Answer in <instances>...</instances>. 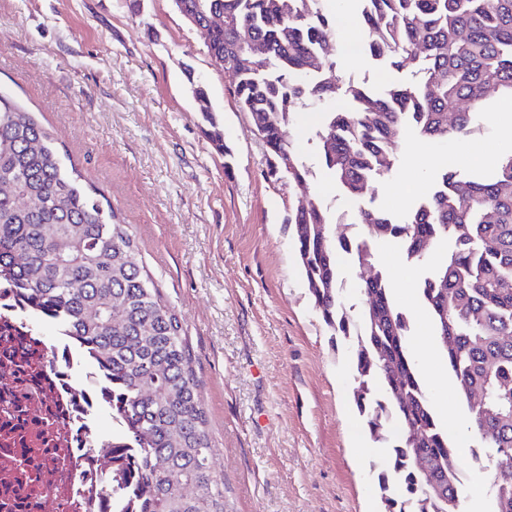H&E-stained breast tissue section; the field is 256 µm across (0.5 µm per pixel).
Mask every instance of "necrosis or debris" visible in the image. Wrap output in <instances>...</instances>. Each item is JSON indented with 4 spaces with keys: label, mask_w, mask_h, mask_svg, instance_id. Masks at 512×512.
<instances>
[{
    "label": "necrosis or debris",
    "mask_w": 512,
    "mask_h": 512,
    "mask_svg": "<svg viewBox=\"0 0 512 512\" xmlns=\"http://www.w3.org/2000/svg\"><path fill=\"white\" fill-rule=\"evenodd\" d=\"M39 319L0 286V512H112L102 483L121 462L92 448L112 396L84 350L47 343Z\"/></svg>",
    "instance_id": "1"
}]
</instances>
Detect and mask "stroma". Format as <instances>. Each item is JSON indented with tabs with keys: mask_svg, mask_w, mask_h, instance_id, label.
I'll return each instance as SVG.
<instances>
[{
	"mask_svg": "<svg viewBox=\"0 0 512 512\" xmlns=\"http://www.w3.org/2000/svg\"><path fill=\"white\" fill-rule=\"evenodd\" d=\"M203 82L234 154L225 168L187 87ZM381 89L409 81L360 56L336 81ZM0 87L37 112L83 176L110 198L144 265L181 320L224 483L225 512H379L384 448L364 456L348 346L333 347L315 314L284 219L318 196L353 224L355 203L322 169L317 107L286 136L310 169L306 183L265 175L264 150L230 82L172 0H0ZM512 98L475 113V135L440 146L406 134L399 164L368 206L397 222L427 199L436 158L470 177L512 154ZM421 378L434 407L465 416L441 353ZM461 442L465 512H493L482 474Z\"/></svg>",
	"mask_w": 512,
	"mask_h": 512,
	"instance_id": "1",
	"label": "stroma"
}]
</instances>
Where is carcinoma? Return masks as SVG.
<instances>
[{
    "label": "carcinoma",
    "instance_id": "cac0c4a2",
    "mask_svg": "<svg viewBox=\"0 0 512 512\" xmlns=\"http://www.w3.org/2000/svg\"><path fill=\"white\" fill-rule=\"evenodd\" d=\"M362 50L412 81L380 93L330 84L341 42L328 0H182L200 22L214 14L209 56L224 60L234 99L264 150L267 176L306 181L309 169L285 127L317 103L319 160L353 199L372 193L397 162L409 130L433 142L471 135L492 92L512 96V0H355ZM213 149L231 151L204 86L191 85ZM347 108L336 107V97ZM25 196L30 206L16 200ZM291 241L313 307L354 346L353 402L373 440L389 448L377 475L383 512H463L457 448L435 411L409 349L412 320L394 302L373 244H396L409 262L445 248L418 286L438 346L466 406L494 512H512V154L487 176L445 170L405 223L361 209L366 237L336 231L316 197L288 212ZM369 271L343 301L338 257ZM16 284L93 352L123 421L94 449H132L135 472L106 481L136 512H224L192 356L179 317L143 264L140 248L99 189L66 164L55 140L0 93V282Z\"/></svg>",
    "mask_w": 512,
    "mask_h": 512
}]
</instances>
